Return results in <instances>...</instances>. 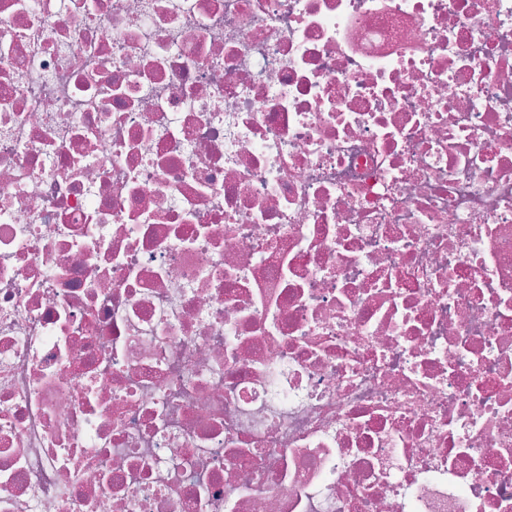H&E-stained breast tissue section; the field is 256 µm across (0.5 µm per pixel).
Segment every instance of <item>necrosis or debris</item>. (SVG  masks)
<instances>
[{"label": "necrosis or debris", "instance_id": "4bbe7bcc", "mask_svg": "<svg viewBox=\"0 0 512 512\" xmlns=\"http://www.w3.org/2000/svg\"><path fill=\"white\" fill-rule=\"evenodd\" d=\"M0 512H512V0H0Z\"/></svg>", "mask_w": 512, "mask_h": 512}]
</instances>
